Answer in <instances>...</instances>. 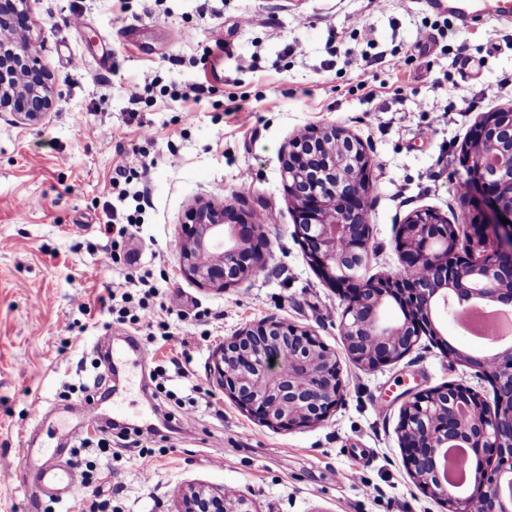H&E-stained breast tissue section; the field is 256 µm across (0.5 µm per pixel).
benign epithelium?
Wrapping results in <instances>:
<instances>
[{
  "mask_svg": "<svg viewBox=\"0 0 512 512\" xmlns=\"http://www.w3.org/2000/svg\"><path fill=\"white\" fill-rule=\"evenodd\" d=\"M28 0H0V33H29ZM53 105L52 74L32 42L0 39V110L34 122ZM466 195L476 202L474 240L459 246L456 226L433 209L400 225L396 246L405 269L422 277L364 280L369 250L367 194L371 159L362 142L337 125H313L283 153L284 188L296 232L311 266L346 300L341 336L351 359L369 370L408 354L428 336L443 352L466 362L491 386L493 400L469 386L448 383L412 394L398 423L408 471L448 512H474L464 485L451 487L443 458L448 447L487 455L474 480L483 512H512V345L491 357L449 343L436 313H455L454 300L512 305V108L485 112L464 147ZM506 218L509 223L501 222ZM260 236L253 215L232 203H200L188 214L177 245L183 271L195 283L222 291L248 276ZM396 307L401 317L381 319ZM213 374L236 404L277 430L310 427L341 404L344 384L337 359L306 329L269 318L225 339ZM177 512H251L224 490L191 489Z\"/></svg>",
  "mask_w": 512,
  "mask_h": 512,
  "instance_id": "benign-epithelium-1",
  "label": "benign epithelium"
}]
</instances>
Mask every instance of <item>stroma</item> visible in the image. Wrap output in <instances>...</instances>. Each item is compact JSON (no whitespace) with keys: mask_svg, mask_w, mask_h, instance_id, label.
<instances>
[{"mask_svg":"<svg viewBox=\"0 0 512 512\" xmlns=\"http://www.w3.org/2000/svg\"><path fill=\"white\" fill-rule=\"evenodd\" d=\"M31 40L55 76V103L34 123L0 112V458L73 448L85 428L81 384L96 375L100 338H147L114 322L110 292L152 273L149 300L173 338L157 353L191 358L178 401L154 398L149 367L109 375L97 397L98 437L125 438L89 488L63 500L0 474V512H73L97 497L112 512H177L180 490L207 486L252 512H446L405 467L398 433L409 393L460 383L490 387L421 337L372 371L348 355L346 302L310 265L281 176L282 153L311 125H339L373 167L371 250L364 278L404 272L395 237L408 215L460 221L469 207L461 147L482 113L512 106V23L460 26L425 0H29ZM367 19L355 32L353 16ZM224 32L223 48L212 41ZM300 43L292 51V43ZM140 86L141 99L129 91ZM240 111H233V104ZM133 171L118 196L120 171ZM251 186L240 190L242 174ZM263 215L265 271L224 291L180 270L177 242L197 201ZM134 215L119 241L100 231L110 206ZM116 249L120 261L107 263ZM278 318L311 330L335 354L344 396L324 422L265 426L217 385L225 338ZM41 419H33L34 403ZM166 422L148 455L136 427ZM148 472L144 483L130 469Z\"/></svg>","mask_w":512,"mask_h":512,"instance_id":"35a3bbf8","label":"stroma"}]
</instances>
